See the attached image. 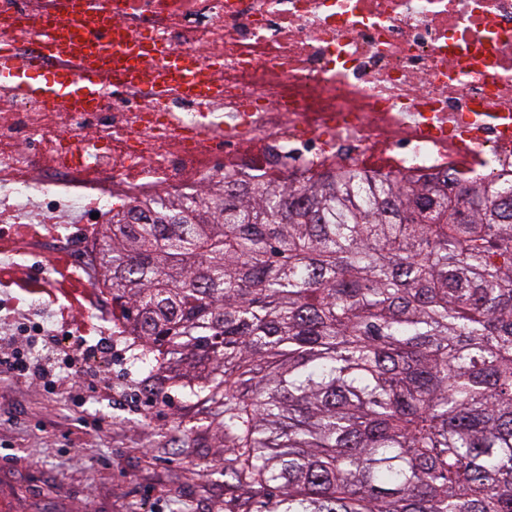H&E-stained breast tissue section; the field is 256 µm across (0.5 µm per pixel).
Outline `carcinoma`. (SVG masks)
I'll list each match as a JSON object with an SVG mask.
<instances>
[{
  "label": "carcinoma",
  "instance_id": "carcinoma-1",
  "mask_svg": "<svg viewBox=\"0 0 512 512\" xmlns=\"http://www.w3.org/2000/svg\"><path fill=\"white\" fill-rule=\"evenodd\" d=\"M100 253L112 335L224 426V512H512V179L167 194Z\"/></svg>",
  "mask_w": 512,
  "mask_h": 512
}]
</instances>
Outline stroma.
Here are the masks:
<instances>
[{"instance_id":"obj_1","label":"stroma","mask_w":512,"mask_h":512,"mask_svg":"<svg viewBox=\"0 0 512 512\" xmlns=\"http://www.w3.org/2000/svg\"><path fill=\"white\" fill-rule=\"evenodd\" d=\"M101 378L112 406L87 402V415L111 416L102 430L72 424L61 395L0 374V512H224V430L179 388L148 404V371L125 340L107 337Z\"/></svg>"}]
</instances>
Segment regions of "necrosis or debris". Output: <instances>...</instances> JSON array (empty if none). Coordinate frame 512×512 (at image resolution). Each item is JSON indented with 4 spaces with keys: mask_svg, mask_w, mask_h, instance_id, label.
Returning <instances> with one entry per match:
<instances>
[{
    "mask_svg": "<svg viewBox=\"0 0 512 512\" xmlns=\"http://www.w3.org/2000/svg\"><path fill=\"white\" fill-rule=\"evenodd\" d=\"M112 24L202 64L218 96L162 101L104 82L86 112L0 93V266L54 287L65 254L99 328L112 294L92 214L121 197L194 196L250 176L338 167L389 177H512V0H105ZM71 0H0L5 46L35 49Z\"/></svg>",
    "mask_w": 512,
    "mask_h": 512,
    "instance_id": "obj_1",
    "label": "necrosis or debris"
}]
</instances>
